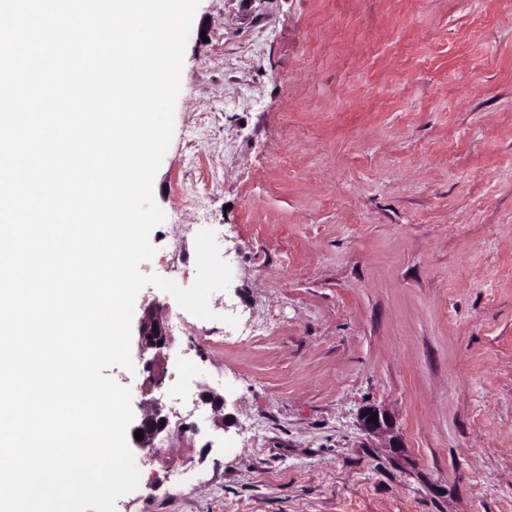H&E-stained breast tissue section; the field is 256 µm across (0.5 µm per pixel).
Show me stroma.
<instances>
[{"label": "stroma", "mask_w": 512, "mask_h": 512, "mask_svg": "<svg viewBox=\"0 0 512 512\" xmlns=\"http://www.w3.org/2000/svg\"><path fill=\"white\" fill-rule=\"evenodd\" d=\"M153 194L140 272L231 281L136 298L181 329L109 377L200 410L116 512H512V0H201ZM369 410H372V413L378 414L377 423H374V421L371 420L372 413H369ZM360 420L363 428L369 433L388 436V448H403L400 437L395 431V423L393 417L387 411L376 407H368L362 411Z\"/></svg>", "instance_id": "1"}]
</instances>
